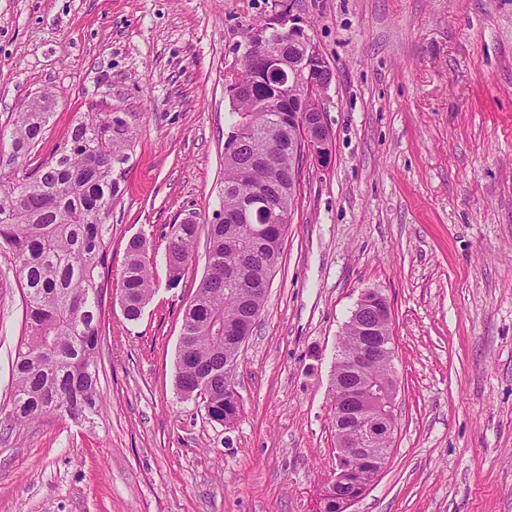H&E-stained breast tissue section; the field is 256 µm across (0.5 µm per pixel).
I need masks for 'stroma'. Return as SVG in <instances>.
I'll return each mask as SVG.
<instances>
[{
  "label": "stroma",
  "instance_id": "obj_1",
  "mask_svg": "<svg viewBox=\"0 0 512 512\" xmlns=\"http://www.w3.org/2000/svg\"><path fill=\"white\" fill-rule=\"evenodd\" d=\"M301 27L332 80L331 159H303L264 311L211 421L176 386L183 310L166 234L220 207L228 85L258 24ZM48 90L32 172L106 104L134 147L112 202L101 409L0 426V512H318L336 459L330 385L363 289L387 298L400 382L388 463L354 512H512V0H0V144ZM144 237L155 293L134 322L117 284ZM0 253V404L22 330Z\"/></svg>",
  "mask_w": 512,
  "mask_h": 512
}]
</instances>
